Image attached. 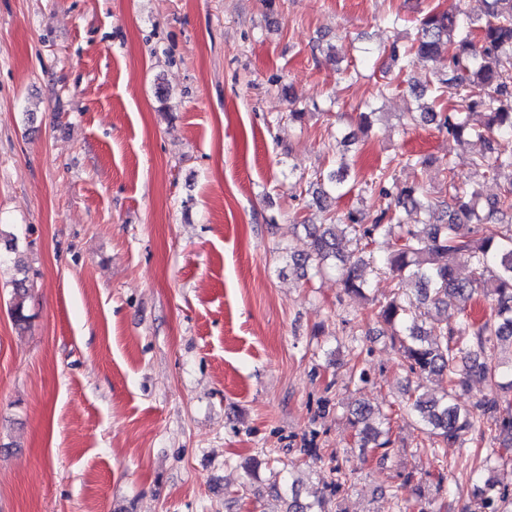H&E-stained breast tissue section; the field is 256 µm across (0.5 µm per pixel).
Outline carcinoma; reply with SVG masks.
<instances>
[{"label": "carcinoma", "instance_id": "1", "mask_svg": "<svg viewBox=\"0 0 512 512\" xmlns=\"http://www.w3.org/2000/svg\"><path fill=\"white\" fill-rule=\"evenodd\" d=\"M479 12L461 17L452 12L431 11L420 20L418 37L404 51L392 48L389 58L398 72L415 59L433 60L448 54V70L435 77L434 89L417 94L431 102L420 107L413 120L433 124L465 146L476 138L488 153L475 160L502 192L483 202L481 191L455 189L446 198L428 199L418 183L402 184L396 168H424L429 159L399 154L392 157L379 180V196L386 200L371 223L358 212L330 217L328 224H305L310 252L290 256L293 265L307 274L310 267L324 275L332 270L344 277L345 291L353 299L366 300L367 282L361 274L365 259L394 279L416 284L412 297L393 292L378 302L377 316L390 329L399 362L412 372L447 375L448 391L440 397L406 391V404L420 419L430 439L428 451L435 457L448 444L468 433L489 435L499 445V459L512 451V404L498 394L485 396L469 409L456 401V391L479 377L512 390V363L503 366L496 350L512 345V225L502 217L512 213V0H478ZM450 88L461 100V109L437 110L438 92ZM350 160L340 152L336 167L315 174L309 182L313 201L326 210L350 191L347 180ZM356 248H341L346 236ZM378 237L392 240V247L378 257L366 256ZM467 258L470 274L459 277L448 265V255ZM25 281L13 282L11 315L18 327L27 322ZM479 298L489 302L490 313L474 317L470 309ZM458 308L462 318L453 328L438 319L431 326L423 320L424 309ZM350 422L360 447L376 451L391 444V416L375 414L365 404L350 412ZM335 478L311 501L300 499L288 488L285 512H326V505L350 481L343 464L333 467ZM469 480L475 487L474 512H512V497L495 491L490 469H475Z\"/></svg>", "mask_w": 512, "mask_h": 512}]
</instances>
